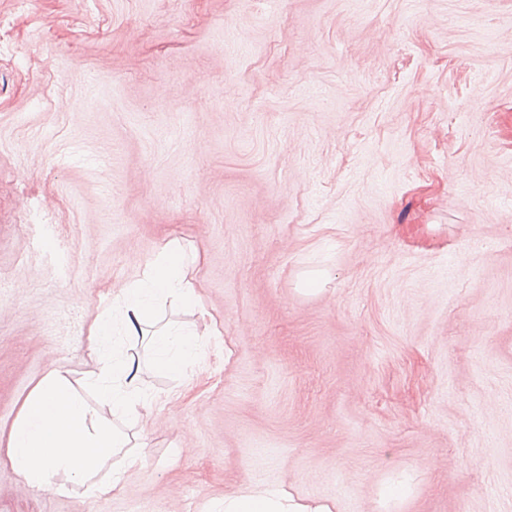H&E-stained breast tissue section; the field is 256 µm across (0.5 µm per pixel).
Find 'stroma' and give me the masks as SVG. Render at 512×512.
Masks as SVG:
<instances>
[{
    "label": "stroma",
    "mask_w": 512,
    "mask_h": 512,
    "mask_svg": "<svg viewBox=\"0 0 512 512\" xmlns=\"http://www.w3.org/2000/svg\"><path fill=\"white\" fill-rule=\"evenodd\" d=\"M174 238L201 348L127 342L141 462L0 463V512H512V0H0V451ZM152 349L156 365L169 372H180L196 356L194 335L162 327L152 335ZM140 455L124 454L119 464L112 469V473L108 479L99 482H92L87 488V492L91 495L106 494L117 488L122 481L123 474L127 468L138 463ZM334 505H310L280 488L250 485L244 490L224 496V507L211 512H332Z\"/></svg>",
    "instance_id": "35a3bbf8"
}]
</instances>
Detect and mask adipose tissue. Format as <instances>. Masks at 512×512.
Segmentation results:
<instances>
[{
  "mask_svg": "<svg viewBox=\"0 0 512 512\" xmlns=\"http://www.w3.org/2000/svg\"><path fill=\"white\" fill-rule=\"evenodd\" d=\"M168 299L189 308L196 304L184 253L174 241L118 295L119 326L99 319L90 330L100 368L89 376L88 383L100 393V408H90L58 367L51 368L24 401L9 435L6 460L25 484L54 492L56 479L63 473L86 484L90 494H106L119 486L127 468L138 463L137 455L125 451L126 437L110 421L116 414L136 417L139 407L146 404L139 363L121 356L119 347L125 338L151 326L159 369L178 372L193 360L197 345L191 333L154 326L157 306ZM114 455L119 456V464L108 479L98 480L106 460ZM219 512H333V508L325 503L312 506L285 489L255 484L225 495Z\"/></svg>",
  "mask_w": 512,
  "mask_h": 512,
  "instance_id": "ef3b65f1",
  "label": "adipose tissue"
}]
</instances>
